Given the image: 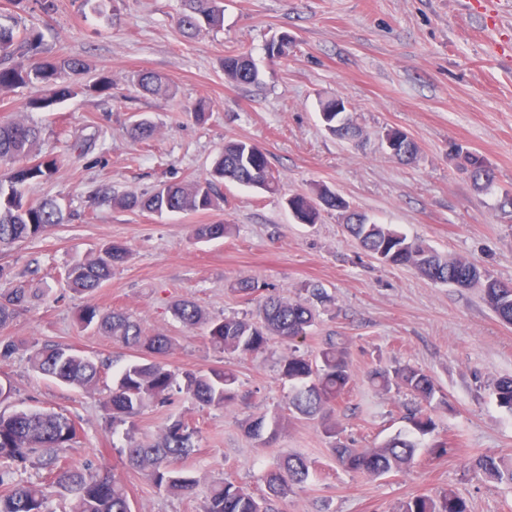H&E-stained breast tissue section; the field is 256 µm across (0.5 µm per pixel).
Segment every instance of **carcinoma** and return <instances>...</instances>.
Segmentation results:
<instances>
[{
    "instance_id": "obj_1",
    "label": "carcinoma",
    "mask_w": 512,
    "mask_h": 512,
    "mask_svg": "<svg viewBox=\"0 0 512 512\" xmlns=\"http://www.w3.org/2000/svg\"><path fill=\"white\" fill-rule=\"evenodd\" d=\"M224 11L218 0H183L178 26L193 36L202 30L223 26ZM42 53V42L30 39L17 25L0 24V90L20 85H40L48 89L46 96L31 99L27 106L47 108L71 93L64 84L69 72L84 69L77 57H57L27 65L22 58ZM224 76L239 85L258 84L261 74L246 55L224 56ZM139 88L151 95L170 91L166 77L156 72L138 76ZM343 99L333 98L321 104L325 129L336 134V126L345 129V139L361 136L362 130L351 116L339 109ZM40 131L23 121L0 124V163L7 169L0 174V250L25 239L47 232L67 221L61 207L52 198L32 201L24 196L26 186L49 178L58 167V159L44 155L30 157ZM470 178L480 187L493 183L492 170L485 159L470 154ZM232 181L265 192L279 191L267 153L259 146L234 140L213 161L209 177L192 182H167L150 193L116 195L105 189L98 191L102 200L119 209L150 213H189L211 210L218 202L214 187L219 181ZM326 208L345 211L348 205L325 186L315 190ZM313 198L294 194L288 200L294 215L302 224H314L320 209ZM346 231L362 249L388 266L407 267L428 279L456 288L479 287L483 300L498 319L512 325V283H504L480 271L460 258H450L436 251L426 241L409 237L385 224H355L346 219ZM226 225L198 224L194 228L197 241L224 236ZM126 248L120 244L105 245L97 257L73 264L66 272L71 290L91 293L112 276V268L123 262ZM38 291L17 285L0 289V329L7 327L27 306ZM174 317L185 327L194 328L207 322L197 304L181 300L172 306ZM317 317L309 300H288L273 295L259 301L250 319L226 317L210 322L209 337L214 346L227 353L252 354L264 348L270 338L293 344L307 335ZM85 329H92L112 340L133 348L138 360L124 366L112 380L107 410L112 424H124L150 406L168 403L173 394L184 392L203 406L224 408L237 397L236 375L223 367L206 371H186L178 376L163 362L172 348L170 337L146 334L139 324L119 312H103L87 304L77 312ZM32 368L60 383L95 389L104 365L67 345L44 344L30 347ZM282 379L290 385L288 410L305 418L319 420L326 437L332 439V452L337 464L346 472L370 476L398 473L415 461L420 442L408 435H396L376 448H352L336 439L333 422L335 406L349 393L352 383L351 362L347 351L330 342L315 355L293 348L281 367ZM369 380L385 392L404 388L418 400L419 406L409 417L415 434L424 437L434 431L432 401L436 385L424 369L410 365L380 368L368 374ZM497 405L512 413V376L502 377L494 385ZM279 421L267 423L263 417L247 423L249 435L263 447L276 440ZM78 425L61 413L38 410L0 411V512H53L50 498L57 494L69 499V512H132L123 481L109 470L90 464L75 465L65 460L62 451L72 447L78 438ZM196 430L181 418L169 420L154 441L135 442L122 449L128 463L147 472L154 485L187 495L202 494V512H273L271 502L285 498L294 487L308 482L311 472L305 458L286 454L279 465L264 477L265 491L255 494L224 480L201 486L200 479L181 468L182 460L195 450ZM29 464L39 472L35 481L15 480V467ZM477 468L484 474L512 480V461L484 455ZM399 512H468L466 501L452 490L415 495L402 502Z\"/></svg>"
}]
</instances>
